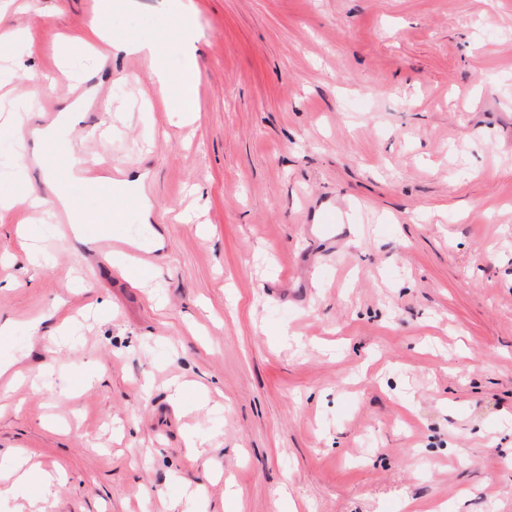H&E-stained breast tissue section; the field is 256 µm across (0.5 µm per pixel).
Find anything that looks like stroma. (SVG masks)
Wrapping results in <instances>:
<instances>
[{
	"label": "stroma",
	"instance_id": "1",
	"mask_svg": "<svg viewBox=\"0 0 512 512\" xmlns=\"http://www.w3.org/2000/svg\"><path fill=\"white\" fill-rule=\"evenodd\" d=\"M177 1L190 124L142 56L60 63L86 0H0L34 36L0 124L68 105L29 72L90 82L154 204L134 242L165 239L132 276L0 209V474L55 476L0 512H512V0H128L174 78ZM178 12L182 27L183 66L180 76L179 94L176 112H180L186 121H192L198 111L196 99L193 96L194 81L197 77V56L195 54V37L192 31L193 20L182 5L174 7Z\"/></svg>",
	"mask_w": 512,
	"mask_h": 512
}]
</instances>
